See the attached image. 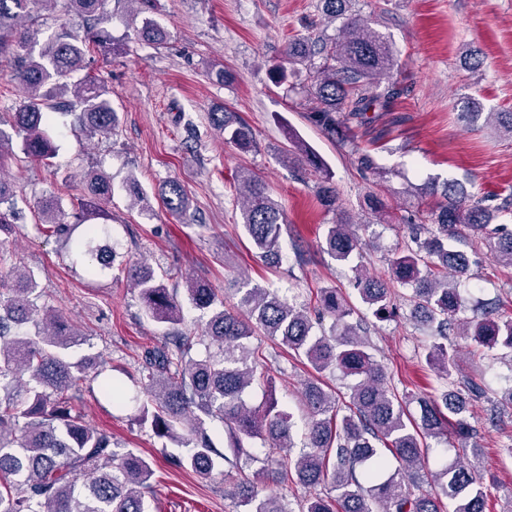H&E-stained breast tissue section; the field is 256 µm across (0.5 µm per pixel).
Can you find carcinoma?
<instances>
[{
  "mask_svg": "<svg viewBox=\"0 0 512 512\" xmlns=\"http://www.w3.org/2000/svg\"><path fill=\"white\" fill-rule=\"evenodd\" d=\"M60 1L67 13L95 21L104 15L105 0H0V57L13 62L12 77L24 92L14 111L0 113V169L20 153L45 163L58 155L51 126V114L58 110L76 115L81 126L104 137L119 124L103 82L89 75L73 84L67 79L85 67L91 49L106 61L127 46L103 31L81 36L61 30L39 39L31 5L52 7ZM350 2L320 0L326 19L342 20L337 36L294 38L285 54L288 63H304L314 71L317 106L310 120L328 135L342 138L352 125L369 121L368 113L387 110L397 95L392 83L382 93L370 92V86L391 77L396 59L380 33L348 14ZM137 37L159 45L166 33L147 19ZM210 119L239 150L257 148L251 127L237 113L222 107L210 113ZM287 135L294 153L284 157L285 165L299 161L317 177L321 204L336 207V184L328 166L293 129ZM236 179L244 190V233L260 257L274 266L280 261L284 213L252 171L242 168ZM428 191L442 197L432 210V226L409 225L412 246L388 260L390 281L368 275L360 262L364 243L344 217L327 227L323 244L332 259L351 265L359 297L378 320L396 314L394 284L411 287V314L423 319L433 338L426 363L446 381L440 396L417 398L416 417L408 409L410 399L388 385L384 366L369 351L365 317L341 291L321 290L313 316L276 293L239 281L230 289L237 309L229 310L224 295L203 278L186 280L181 300L178 289L168 287L167 273L145 264L129 269L141 308L153 321L181 324L185 302L210 312L196 343L201 349L193 350L190 338L175 329L164 345L142 355L141 422H150L155 436L184 448L175 457L181 468L211 477L223 460L242 472L260 461L252 452L259 440L268 446L267 457L275 459L272 474L277 484H329L336 494H315L295 511L284 496L259 489V469L253 478L236 484L234 497L244 512H443L444 498L454 505L452 512H486L478 477L480 438L466 418L469 400L484 398V392L472 381L464 389L450 382L456 350L448 346V338L464 336L512 359V317L484 312L473 320L459 318L458 284L468 277L470 260L451 243L468 230L488 229L495 256L512 267V229L490 225L496 215L512 212V196L497 205L484 199L468 204L467 194L454 183H444L440 192L434 186ZM110 198L112 178L92 172L74 223L67 222L55 198L40 208L38 230L64 239L92 277L111 270L116 256L106 228L110 215L105 204ZM158 199L172 214L189 209L186 193L174 180L162 184ZM18 219L13 186L0 177V229ZM10 276L18 283L9 296L0 297V512H146L152 461L131 450H116L112 434L88 423L75 409L91 373L85 360L69 357V350L83 341L81 332L64 317L39 308L35 271H13ZM258 337L278 342L314 371L302 383L308 442L295 457L291 415L280 409L272 379L257 372L258 349L251 340ZM325 372L353 379L344 406L324 382ZM262 379L268 386L267 400L253 407L247 393ZM212 421L224 424L230 454L216 448L208 434L207 423ZM452 435L464 440L465 448L441 472H431L423 439ZM381 443L391 457L379 454ZM392 461L396 466L391 472ZM425 484L438 491L424 489Z\"/></svg>",
  "mask_w": 512,
  "mask_h": 512,
  "instance_id": "obj_1",
  "label": "carcinoma"
}]
</instances>
